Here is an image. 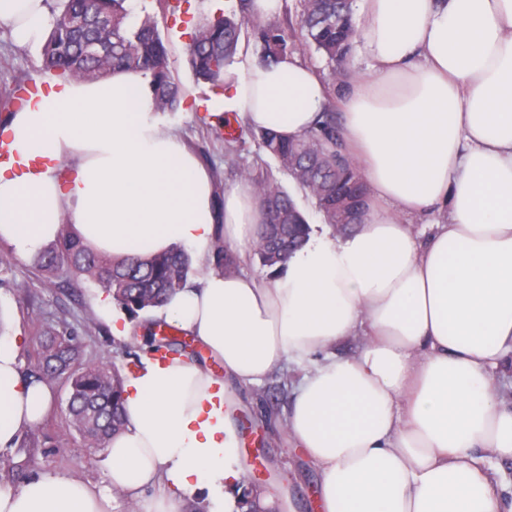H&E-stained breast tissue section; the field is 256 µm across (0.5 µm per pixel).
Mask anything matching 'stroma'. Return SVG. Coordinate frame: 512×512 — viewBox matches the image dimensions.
<instances>
[{"mask_svg": "<svg viewBox=\"0 0 512 512\" xmlns=\"http://www.w3.org/2000/svg\"><path fill=\"white\" fill-rule=\"evenodd\" d=\"M238 0H183L176 16L165 15L158 0H131L132 19L152 14L158 27L170 40L173 51L169 68L188 87L189 95L168 121L196 150L204 152L207 163L222 188L234 187L243 167L276 169V161L251 139H243L236 151L227 152L224 141L205 124L209 106L216 91L207 84H194L184 47L202 15L221 11L229 13ZM42 39L16 43L11 33L0 29V93L14 77L30 82L44 79L41 63ZM0 293L7 295L20 322L25 341L20 350L23 368H30L40 349V338L48 331L73 330L82 335V356L102 361L122 377L133 374L141 359L139 344L116 337L112 333L111 316L99 311L98 284L77 277L62 265L52 271L39 269L34 258L18 259L0 244ZM299 369L281 362L260 384L244 386L225 378L227 391L238 403L236 428L241 439L239 464L243 489L273 485L288 498L293 512H314V492L319 476L315 465L297 448L284 431L293 381ZM54 405L46 420L38 427L45 444L25 465L13 472L0 471V484L21 486L26 479L41 471H61L75 478L104 486L108 483L103 452L87 454L84 441L66 416L70 386L66 377L51 381Z\"/></svg>", "mask_w": 512, "mask_h": 512, "instance_id": "35a3bbf8", "label": "stroma"}]
</instances>
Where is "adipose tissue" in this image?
I'll list each match as a JSON object with an SVG mask.
<instances>
[{"label":"adipose tissue","instance_id":"ef3b65f1","mask_svg":"<svg viewBox=\"0 0 512 512\" xmlns=\"http://www.w3.org/2000/svg\"><path fill=\"white\" fill-rule=\"evenodd\" d=\"M369 76L338 91L291 55L236 70L214 111L297 138L330 107L344 154L369 190L358 229L310 235L281 277L209 271L156 317L260 382L303 364L286 427L318 468L319 512H512L493 463L512 460V0H359ZM50 20L47 0H0L20 43ZM150 78L48 79L0 130L21 161L0 164V242L26 258L64 229L97 253L175 246L207 259L253 245L266 221L239 181L216 201L212 175L152 107ZM431 216L417 242L405 219ZM0 297V450L38 425L49 387L25 376L22 329ZM361 340L342 357L338 345ZM185 356L143 355L125 384V429L105 445L109 484L58 471L0 485V512H205L236 501L235 405Z\"/></svg>","mask_w":512,"mask_h":512}]
</instances>
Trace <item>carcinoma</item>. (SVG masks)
I'll use <instances>...</instances> for the list:
<instances>
[{"instance_id":"carcinoma-1","label":"carcinoma","mask_w":512,"mask_h":512,"mask_svg":"<svg viewBox=\"0 0 512 512\" xmlns=\"http://www.w3.org/2000/svg\"><path fill=\"white\" fill-rule=\"evenodd\" d=\"M250 0H239L238 12H222L204 18L185 45L193 77L216 88L224 87V75L236 62L243 26L252 27L256 63L268 66L297 47L288 27L266 22L249 11ZM125 0H59L42 49L45 72L62 79L93 80L121 67L137 68L150 77L155 111L177 110L186 89L168 66L172 47L162 37L149 13L128 22ZM303 41L332 61L344 59L358 35L352 0H303L297 22ZM97 40L104 50L96 57L83 54V44ZM248 135L258 148L276 158L315 201L327 224H336V204L361 212L368 189L354 163L343 153L336 113H324L320 129L296 140L271 131L238 127L224 137L231 147ZM262 199L268 222L262 225L255 251L262 265L283 266L307 241L310 224L292 197L269 171L246 174ZM105 288L128 314L163 306L183 287L191 272L189 254L180 246L147 258H112L86 248L67 230L37 258V266L51 269L63 262ZM68 373L70 394L66 415L89 445L105 447L107 439L125 423L123 381L102 362L82 358L81 336L73 331L50 332L41 337L40 352L31 376L40 380Z\"/></svg>"}]
</instances>
